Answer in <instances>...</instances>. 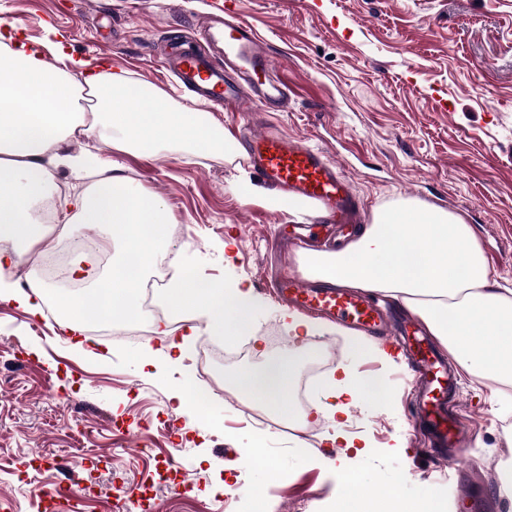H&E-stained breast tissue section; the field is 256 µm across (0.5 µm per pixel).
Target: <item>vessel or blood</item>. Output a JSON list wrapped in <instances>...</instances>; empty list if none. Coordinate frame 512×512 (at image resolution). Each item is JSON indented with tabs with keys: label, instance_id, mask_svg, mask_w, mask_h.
<instances>
[{
	"label": "vessel or blood",
	"instance_id": "b4317fda",
	"mask_svg": "<svg viewBox=\"0 0 512 512\" xmlns=\"http://www.w3.org/2000/svg\"><path fill=\"white\" fill-rule=\"evenodd\" d=\"M198 22L209 38L210 55L182 52L164 61L181 85L200 99L250 110L260 105L267 111L283 108L286 93L271 75L269 48L241 11L215 0ZM244 143L249 164L284 194L309 200L323 218L340 223L356 222L358 207L350 181L321 148L283 134L277 127L247 131ZM274 293L291 305L329 318L340 319L367 332L387 330L383 312L365 296L337 288L323 280H307L282 270L270 280ZM419 369L424 390L419 422L441 446L463 447L467 430L453 412L455 378L441 360L426 333L411 331L400 345Z\"/></svg>",
	"mask_w": 512,
	"mask_h": 512
}]
</instances>
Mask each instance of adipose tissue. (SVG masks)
I'll use <instances>...</instances> for the list:
<instances>
[{"label": "adipose tissue", "instance_id": "obj_1", "mask_svg": "<svg viewBox=\"0 0 512 512\" xmlns=\"http://www.w3.org/2000/svg\"><path fill=\"white\" fill-rule=\"evenodd\" d=\"M77 66L64 45L55 42H0V273L42 241L34 212L55 193L56 168L67 167L87 182L66 198L68 210L59 215V224L123 231L121 257L94 275L93 287L81 294L56 291L35 279L28 290L11 294L30 314L41 313L50 303L69 312L80 327L105 313H136L144 270L165 257L163 228L171 217L156 194L108 175L96 152H66L67 140L77 133L94 138L105 128L113 146L122 151L151 153L167 144L232 156L242 148L203 113L172 106L163 94L144 91L122 76L106 83L90 70L77 77ZM85 89L95 99L89 114L74 107ZM138 97L145 107L130 110V101ZM301 263L305 273L331 279L337 287L399 299L465 374L493 386L500 412L512 411V289L496 287L470 225L460 216L399 203L377 211L372 223L343 249L305 252ZM166 297L174 312L191 321L183 336L169 338L171 362L184 361L198 333L232 337L252 328L256 303L247 286L227 288L186 274ZM308 355L303 347L288 350L245 373L241 390L254 400L275 403L278 417L294 428L303 427L304 415L284 394ZM363 398L388 406L389 388L382 378L359 376L346 365L322 385L312 409L333 425L327 442L354 447L346 423L350 408Z\"/></svg>", "mask_w": 512, "mask_h": 512}]
</instances>
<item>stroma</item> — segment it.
<instances>
[{"instance_id":"35a3bbf8","label":"stroma","mask_w":512,"mask_h":512,"mask_svg":"<svg viewBox=\"0 0 512 512\" xmlns=\"http://www.w3.org/2000/svg\"><path fill=\"white\" fill-rule=\"evenodd\" d=\"M209 0H0V18L30 42L62 41L106 73L161 91L177 107L195 99L160 69L171 43L205 49L195 20ZM266 40L276 77L287 84L285 111L240 112L206 105L226 135L265 121L326 150L339 163L364 208L365 222L399 201L436 207L470 224L495 281L512 285V0H240ZM115 175L157 194L181 231L169 234L164 267L215 281H242L261 300L245 356L222 362L225 393L207 399L206 417L180 409L172 394L181 376L154 331L184 333L164 300L140 323L145 337L95 339L76 345L51 307L34 317L0 299V512H125L114 481L150 488L148 512H336L341 483L323 457L341 458L376 489L398 488L401 499L432 492L449 512L471 501L448 491V473L471 472L478 496L507 512L497 494L506 427L491 388L458 377V414L469 434L462 452L438 455L427 437L412 435L414 392L392 385L381 408L362 401L348 429L366 451L325 447L331 430L300 440L250 422L230 399L242 374L289 346L286 309L268 288L272 270L299 272L298 251L277 238L290 221H311L312 209L271 208L274 187L260 183L246 156L199 155L183 148L154 153L113 148L97 139ZM259 183L246 197L236 185ZM151 366H144V359ZM221 429H213L212 421ZM129 435H121L122 427ZM266 437V462L247 457L256 434ZM406 453H397L396 439ZM190 471L191 491L171 480ZM91 487L69 501L71 476Z\"/></svg>"}]
</instances>
